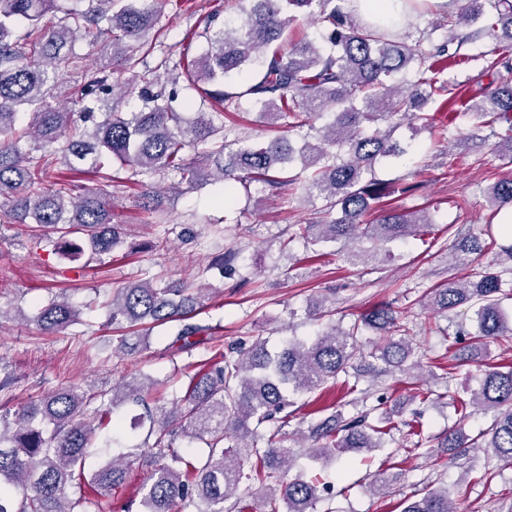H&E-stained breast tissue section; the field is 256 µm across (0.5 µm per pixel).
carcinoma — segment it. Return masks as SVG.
Segmentation results:
<instances>
[{
	"label": "carcinoma",
	"mask_w": 512,
	"mask_h": 512,
	"mask_svg": "<svg viewBox=\"0 0 512 512\" xmlns=\"http://www.w3.org/2000/svg\"><path fill=\"white\" fill-rule=\"evenodd\" d=\"M57 2L0 0V224H19L56 252L70 246L67 236L80 233L91 256L99 258L127 236L125 225L112 222L106 195L86 191L83 177L112 182L123 173L130 179L173 173L191 186L204 172L228 204L238 183L260 192L286 188L323 201L326 220L298 225L289 240H303L315 257L318 247L339 242L338 253L351 265L375 258L384 246L434 223L424 210L407 212L394 204L396 194H408L416 184L399 188L375 177L377 164L407 152L379 124L405 122L414 136L432 130L425 107L448 91L441 79L448 61L479 40L492 45L495 87L467 105L482 118L472 137L512 143V0H463L457 14L431 24V32L446 26L448 33L428 39L426 46L398 41L394 34L412 26L418 0H404L399 21L390 27L355 20L345 0H236L242 16L205 28L207 46L174 65L200 105L217 104L193 118L185 116L194 108L191 101L177 104L176 92L138 71L157 44L150 37L157 7L142 6L141 0H88L84 9L62 10ZM58 11L57 21L41 23ZM306 21L317 27L315 34L284 37ZM81 38L105 39L110 62L86 66L74 51ZM255 65L256 80L242 88L225 86ZM70 73L77 75L73 84ZM245 96L270 124L302 132L301 144L283 135L233 149L224 115L237 112ZM127 98L137 100L134 110L119 111ZM319 119L325 120L321 126ZM485 128L489 133L480 135ZM486 196L493 216H499L512 206V178L496 181ZM364 240L374 247H356ZM491 246L497 248L496 263L484 265L479 258L485 246L476 239L463 245V252L474 255L467 281L450 278L423 294L424 305L437 313L463 304L473 309L478 332L468 342L455 333L452 346H463L468 360L480 364L494 340L512 334V313L503 305L512 300V279H506L512 276V232L499 229ZM215 264L226 274L248 267L235 249ZM204 300V289L188 284L134 281L113 290L106 306L117 326L176 324L173 343L190 353L215 341L212 327L196 319ZM331 303L322 297L307 317H331ZM80 314L70 298L55 295L35 319L43 332L58 333ZM367 330L387 336L371 351L382 371L421 366L409 328L392 311L376 308L347 329L329 322L314 336L291 338L274 351L261 337L221 351L220 362L191 377L179 402L151 398L159 380L142 373L110 389L64 388L12 413L1 411L0 512H90V495H108L123 483L126 469L123 458L114 457L86 472L88 449L121 444L123 420L114 413L127 404L144 410L131 429L149 421L143 446L150 449V470L141 500L126 503L125 512H246L253 494L259 512H314L333 485L301 474L288 477L296 461L284 431L288 407L345 371ZM472 403L491 414L490 429L477 437L465 432L469 413L462 400L458 428L441 447L489 448L492 457L512 464V366L486 364ZM385 435L367 413H337L310 425L309 437L319 446L303 449L302 456L313 465L340 452L379 450ZM179 439L189 448L200 441L208 452L182 453L176 449ZM245 476L255 490L238 496ZM401 512L456 510L444 487L405 500Z\"/></svg>",
	"instance_id": "1"
}]
</instances>
